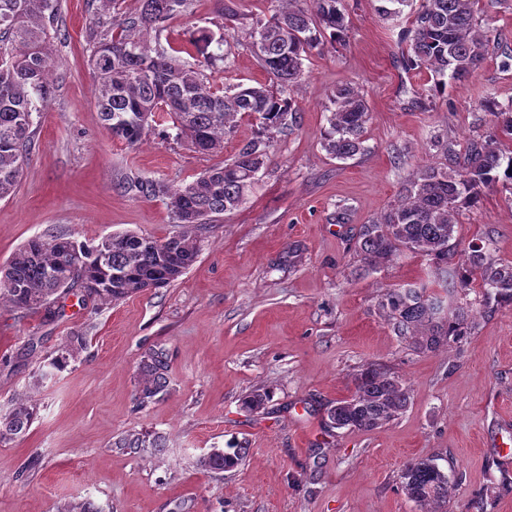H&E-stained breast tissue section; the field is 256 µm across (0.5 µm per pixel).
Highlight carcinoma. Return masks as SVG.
<instances>
[{
    "label": "carcinoma",
    "mask_w": 512,
    "mask_h": 512,
    "mask_svg": "<svg viewBox=\"0 0 512 512\" xmlns=\"http://www.w3.org/2000/svg\"><path fill=\"white\" fill-rule=\"evenodd\" d=\"M275 9L256 21L248 36L264 70L274 81L258 86L239 84L224 92L210 84L206 71L223 54L201 52L190 62L189 51L162 45L169 21L186 14L192 0H139L136 12L112 22V31L90 29L93 50L88 64L96 81V99L104 129L131 147L138 146L157 114L164 113L193 151L216 155L224 139L243 119L255 123L254 136L234 157L207 168L192 182L169 189L154 181L134 180L127 188L166 199L178 231L164 239L116 232L97 243H78L64 233L39 236L19 247L0 269V304L37 312L48 309L66 290L79 287L102 303L132 293L164 288L196 261L201 235L221 214L239 208L253 192L259 173L270 160L277 135L297 123L300 107L295 90L304 61L324 39L343 45L348 38L340 0H273ZM378 13L401 14L410 0H379ZM60 0H0V199L12 196L28 162L34 115L50 103L58 66L53 43L61 28ZM482 0H421L402 31L407 62L425 68L439 80L471 78L486 59L490 43L483 25ZM322 133L333 158L345 161L365 151L369 120L363 92L352 84L336 88ZM479 110L494 117L485 134L457 150L435 135L431 146L442 163L417 167L406 180L397 203L369 224L360 226L355 248L362 270L373 272L408 251L427 258L436 281L462 302L449 313L446 299L428 286L388 288L379 301L386 319L410 348L433 352L471 333L475 314L467 302L478 288L483 301L512 305V262L495 258L489 244L472 242L462 250L454 242L462 209L478 203L481 189L500 184L512 190V102L486 96ZM459 256V273L448 279V259ZM166 356L151 351L139 361L140 403L167 390ZM410 403V388L398 377L369 364L355 377L353 393L326 408L329 426L372 431L397 419ZM33 405L20 402L0 414V442L29 429ZM242 449L215 451L200 461L206 470L228 471L239 465ZM401 488L424 512H440L448 498V476L431 459L407 463Z\"/></svg>",
    "instance_id": "carcinoma-1"
}]
</instances>
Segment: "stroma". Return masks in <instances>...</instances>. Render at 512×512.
I'll return each mask as SVG.
<instances>
[{
	"mask_svg": "<svg viewBox=\"0 0 512 512\" xmlns=\"http://www.w3.org/2000/svg\"><path fill=\"white\" fill-rule=\"evenodd\" d=\"M56 92L34 119L21 183L0 200V265L27 240L66 232L92 243L132 230L162 239L176 226L163 198L123 189L126 179L175 189L231 159L254 134L240 121L219 156L193 152L158 119L140 147L103 128L86 32L111 25L138 0L94 13L60 0ZM238 14L224 26L220 6ZM377 0H343L347 46L323 45L304 62L299 126L278 136L245 204L210 224L191 267L170 286L104 304L75 290L53 311L0 305V414L27 396L29 430L0 443V512H421L401 489L404 465L434 459L449 478L442 512H512V307L478 308L470 336L418 353L396 336L378 303L386 289L425 282L428 262L411 253L356 276L361 225L393 204L417 165L437 161L431 134L464 144L481 128L476 104L512 100V64L490 46L464 82L433 92L427 69L405 70L399 34ZM271 0H193L162 39L223 32L227 59L209 70L226 87L268 82L244 35L270 16ZM361 87L371 119L366 150L347 161L322 146L337 86ZM458 243L490 241L512 262V192L484 188L463 209ZM296 257H289V249ZM84 345L53 368L69 336ZM168 356L170 387L138 404V363ZM398 375L411 402L373 431L331 429L325 409L347 398L362 367ZM268 389L264 409L243 399ZM137 437L139 448L122 447ZM165 441L152 448L154 438ZM243 449L230 471L202 469L215 450Z\"/></svg>",
	"mask_w": 512,
	"mask_h": 512,
	"instance_id": "1",
	"label": "stroma"
}]
</instances>
